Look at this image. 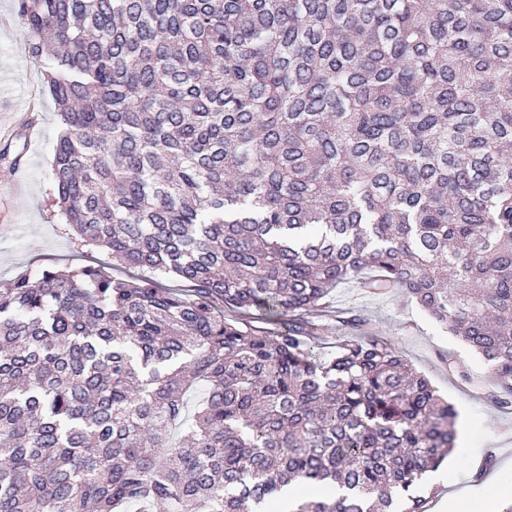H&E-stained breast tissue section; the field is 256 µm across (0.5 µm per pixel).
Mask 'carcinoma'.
I'll use <instances>...</instances> for the list:
<instances>
[{
	"mask_svg": "<svg viewBox=\"0 0 512 512\" xmlns=\"http://www.w3.org/2000/svg\"><path fill=\"white\" fill-rule=\"evenodd\" d=\"M17 7L62 214L148 275L0 283V512H426L453 407L316 318L399 288L512 410V0Z\"/></svg>",
	"mask_w": 512,
	"mask_h": 512,
	"instance_id": "obj_1",
	"label": "carcinoma"
}]
</instances>
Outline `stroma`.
<instances>
[{"mask_svg":"<svg viewBox=\"0 0 512 512\" xmlns=\"http://www.w3.org/2000/svg\"><path fill=\"white\" fill-rule=\"evenodd\" d=\"M0 128V282L84 265L128 276L109 252L84 246L55 200L51 169L60 119L45 69L29 51L16 0H0ZM329 306L327 342L349 333L337 313L358 311L364 333L390 340L457 412L455 448L428 476L427 512H443L451 497L496 496L495 470L512 483V412L488 402L495 382L478 356L399 289L373 294L343 285L331 292Z\"/></svg>","mask_w":512,"mask_h":512,"instance_id":"obj_1","label":"stroma"}]
</instances>
